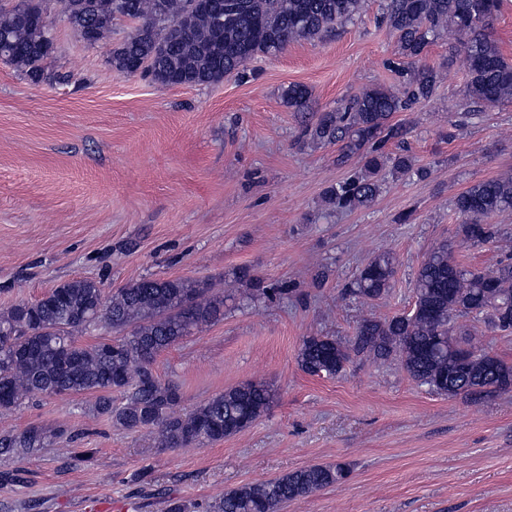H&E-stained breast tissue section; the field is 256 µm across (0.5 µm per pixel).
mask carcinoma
I'll return each mask as SVG.
<instances>
[{"instance_id": "carcinoma-1", "label": "carcinoma", "mask_w": 512, "mask_h": 512, "mask_svg": "<svg viewBox=\"0 0 512 512\" xmlns=\"http://www.w3.org/2000/svg\"><path fill=\"white\" fill-rule=\"evenodd\" d=\"M502 0H385L383 20L398 34L401 61L394 70L403 92L372 88L323 113L310 127L316 142L336 144V162L356 157L364 173L331 191L340 208L371 204L386 165L412 169L403 153L408 128L393 115L431 98L441 74L420 64L426 47L448 35V60L465 63L464 95L479 108L512 104V61L492 36ZM58 15L89 46H107V62L119 73H146L155 83L203 86L224 77H246L258 56H275L299 40L327 36L359 16L364 0H55ZM132 22L134 30L112 45V30ZM53 19L44 0H0V61L40 82L51 78L44 63ZM311 93L300 84L285 91L288 106L303 111ZM399 152L389 154L387 144ZM466 242L483 243L497 230L487 222L512 210V173L478 181L454 201ZM395 260L371 258L358 272L352 293L370 301L388 294ZM213 284L189 279L141 278L115 293L101 283L73 279L35 302H22L0 315V411L21 407L35 395L94 394L92 411L129 431L150 429L157 447L187 448L221 441L250 427L265 413L272 390L245 382L197 406L178 411V386L156 371L158 355L222 315ZM487 315L494 331L512 332V255L490 271L471 270L452 245L434 246L418 270L412 311L389 319H362L349 345L329 336H308L298 352L311 375L334 376L351 354L376 360L396 358L420 386L448 397H485L512 389V365L456 337L459 316ZM105 324L119 336L81 345L78 336ZM123 396L116 405L112 394ZM39 426L0 435V461L45 446ZM343 464L312 465L225 493L207 512H278L288 501L341 481Z\"/></svg>"}]
</instances>
